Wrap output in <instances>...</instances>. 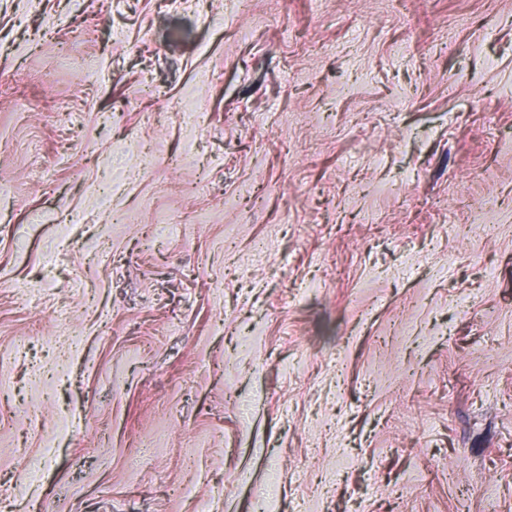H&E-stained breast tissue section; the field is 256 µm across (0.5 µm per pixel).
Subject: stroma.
Returning a JSON list of instances; mask_svg holds the SVG:
<instances>
[{
    "label": "stroma",
    "instance_id": "35a3bbf8",
    "mask_svg": "<svg viewBox=\"0 0 512 512\" xmlns=\"http://www.w3.org/2000/svg\"><path fill=\"white\" fill-rule=\"evenodd\" d=\"M512 512V0H0V512Z\"/></svg>",
    "mask_w": 512,
    "mask_h": 512
}]
</instances>
